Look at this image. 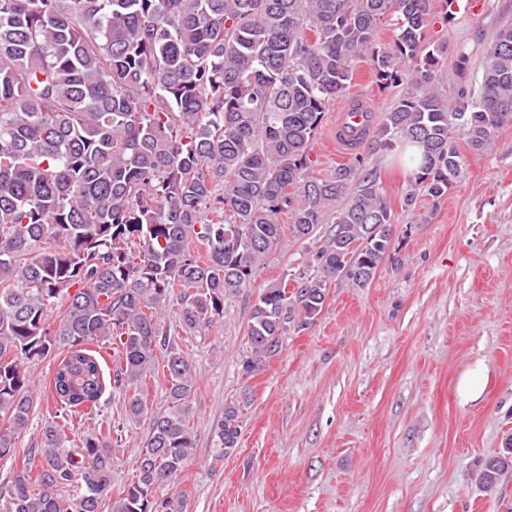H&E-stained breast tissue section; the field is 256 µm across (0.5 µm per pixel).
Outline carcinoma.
Listing matches in <instances>:
<instances>
[{"mask_svg": "<svg viewBox=\"0 0 512 512\" xmlns=\"http://www.w3.org/2000/svg\"><path fill=\"white\" fill-rule=\"evenodd\" d=\"M453 2L0 0V459L15 457L33 370L48 357L64 420L0 483V512H186L185 495H157L196 448L195 367L171 336L224 319L269 251L313 236L345 194L293 287L258 289L243 374L278 355L288 331L309 328L332 285L362 288L391 258L393 210L377 173L358 156L318 177L310 158L357 61L371 57L381 89L411 87L372 143L418 148L407 210L464 176L456 128L478 153L512 126V25L486 43L478 93L459 89L452 109L435 85L440 50L421 46L436 5ZM385 23L388 49L377 43ZM106 342L128 417L149 418L135 479L115 493L110 434L88 432L70 448L64 431L100 403L106 383L88 345ZM155 370L168 403L156 413L140 393ZM245 409L224 404L215 457L238 447ZM510 470L512 437L483 460L480 480L493 487Z\"/></svg>", "mask_w": 512, "mask_h": 512, "instance_id": "carcinoma-1", "label": "carcinoma"}]
</instances>
